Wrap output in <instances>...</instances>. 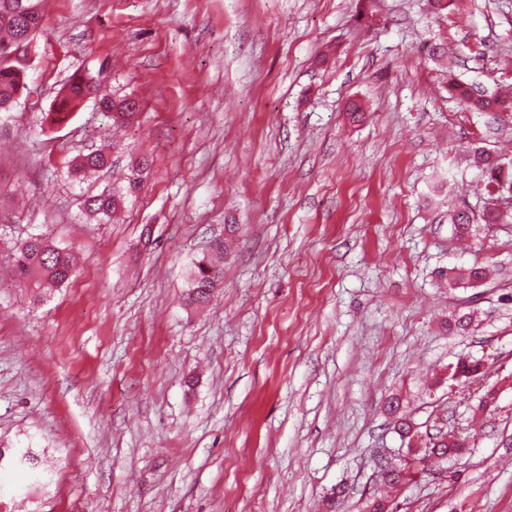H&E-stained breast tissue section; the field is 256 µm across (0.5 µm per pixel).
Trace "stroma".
Segmentation results:
<instances>
[{
  "label": "stroma",
  "mask_w": 512,
  "mask_h": 512,
  "mask_svg": "<svg viewBox=\"0 0 512 512\" xmlns=\"http://www.w3.org/2000/svg\"><path fill=\"white\" fill-rule=\"evenodd\" d=\"M41 9L29 92L0 124V207L18 217L0 267L39 233L80 264L38 304L0 276V512H363L403 445L393 396L471 442L405 486L401 512H512V224L462 240L450 222L490 205L471 149L512 155V120L448 92L452 75L512 84V0ZM77 72L138 99V123L89 99L51 124ZM114 142L101 183L153 164L100 222L66 167ZM228 224L224 283L189 307V270ZM473 264L491 281L435 277ZM464 357L483 379L451 377Z\"/></svg>",
  "instance_id": "stroma-1"
}]
</instances>
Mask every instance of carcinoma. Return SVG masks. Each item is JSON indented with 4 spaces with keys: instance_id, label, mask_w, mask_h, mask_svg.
Wrapping results in <instances>:
<instances>
[{
    "instance_id": "1",
    "label": "carcinoma",
    "mask_w": 512,
    "mask_h": 512,
    "mask_svg": "<svg viewBox=\"0 0 512 512\" xmlns=\"http://www.w3.org/2000/svg\"><path fill=\"white\" fill-rule=\"evenodd\" d=\"M40 0H0V121L11 115L19 104L26 87L32 42L41 26V11L36 9ZM448 89L466 108L476 112H502L512 116V95L484 94L473 90L468 84L448 76ZM87 98H93L112 120L115 126H129L138 116V102L127 96H115L102 82L89 75H75L63 87L57 101L49 112L51 123L62 125L68 122L74 112ZM477 166L487 177L486 190L496 200L494 207L482 213H458L451 216V223L460 233H467L475 224H512V208L501 209L497 200L505 196L512 198V163L505 164L502 158L493 157L481 148L474 150ZM151 165L144 154L133 161L124 184L114 187L106 185L96 191H85L80 196L82 210L100 221L111 218L117 210L126 207L137 198L143 187V175ZM112 166L111 153L95 150L76 156L67 166L66 175L72 183L81 184L87 173L102 171ZM215 257L199 259L189 273L188 302L191 306L209 303L214 292L224 279V266L220 259L224 254V242L216 240L211 244ZM14 282L26 289L33 302L38 303L55 288L66 284L76 273L72 252L55 245L43 234L31 235L12 247ZM484 272L478 267H453L441 273L450 288L473 287L483 280ZM462 378L481 374L482 364L477 360L462 358L456 363ZM389 411L396 416L397 429L404 439H417L419 450L407 449V454L398 463L386 467L383 484L391 487L409 484L428 471L433 458L446 461L461 456L468 447V437L457 436L448 431L413 433L407 423V416L400 413L399 402H388ZM396 501L373 493L365 508L373 512H396Z\"/></svg>"
}]
</instances>
